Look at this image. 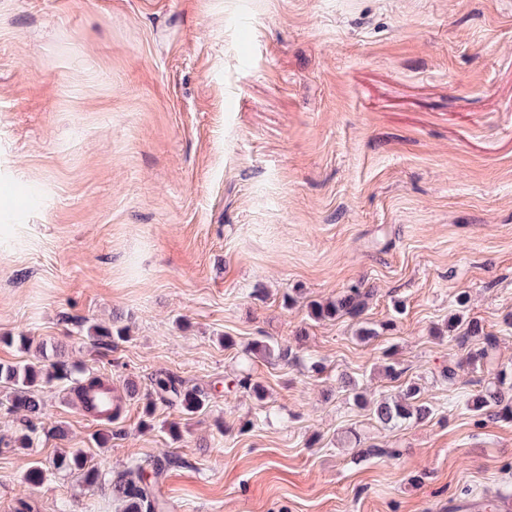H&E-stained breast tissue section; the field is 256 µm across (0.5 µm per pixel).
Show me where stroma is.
Masks as SVG:
<instances>
[{"label":"stroma","instance_id":"stroma-1","mask_svg":"<svg viewBox=\"0 0 512 512\" xmlns=\"http://www.w3.org/2000/svg\"><path fill=\"white\" fill-rule=\"evenodd\" d=\"M351 288L360 319L312 315ZM461 296L512 372V0H0V363L32 361L4 342L25 333L140 392L100 448L65 382L42 384L65 434L21 448L0 383V512H121L52 468L72 448L112 475L179 457L169 512L512 495V419L467 408L483 373L443 335ZM258 340L298 362L245 356ZM387 349L428 420L385 428L344 391L397 395ZM160 372L209 403L157 404L144 430ZM245 375L261 394L225 392Z\"/></svg>","mask_w":512,"mask_h":512}]
</instances>
